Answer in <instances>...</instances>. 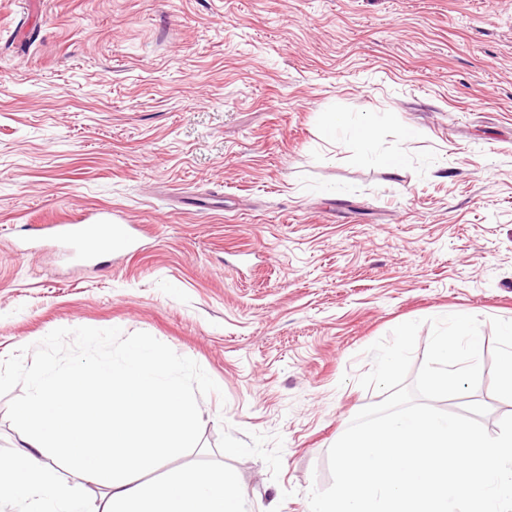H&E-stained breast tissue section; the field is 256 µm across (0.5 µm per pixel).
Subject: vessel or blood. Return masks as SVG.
<instances>
[{
    "label": "vessel or blood",
    "instance_id": "1",
    "mask_svg": "<svg viewBox=\"0 0 512 512\" xmlns=\"http://www.w3.org/2000/svg\"><path fill=\"white\" fill-rule=\"evenodd\" d=\"M37 230L53 240L76 243L82 255L91 260L98 259L104 249H122L134 243L131 225L114 221L108 211L85 224H41Z\"/></svg>",
    "mask_w": 512,
    "mask_h": 512
}]
</instances>
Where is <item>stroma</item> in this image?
I'll list each match as a JSON object with an SVG mask.
<instances>
[{"label":"stroma","mask_w":512,"mask_h":512,"mask_svg":"<svg viewBox=\"0 0 512 512\" xmlns=\"http://www.w3.org/2000/svg\"><path fill=\"white\" fill-rule=\"evenodd\" d=\"M331 112L381 116L371 146L329 139ZM115 208L138 248L15 249ZM451 310L481 321V379L436 406L498 434L512 0H0V360L88 326L196 361L221 392L158 474L223 460L247 512H310L384 398L367 347L417 320L421 365Z\"/></svg>","instance_id":"stroma-1"}]
</instances>
